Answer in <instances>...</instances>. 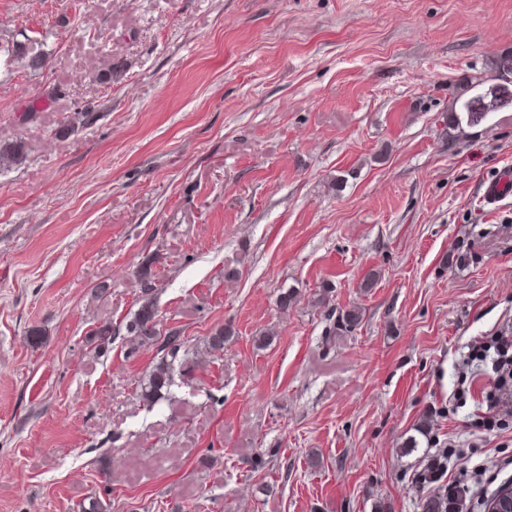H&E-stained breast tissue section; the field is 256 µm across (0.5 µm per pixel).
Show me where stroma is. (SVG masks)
<instances>
[{
    "label": "stroma",
    "mask_w": 512,
    "mask_h": 512,
    "mask_svg": "<svg viewBox=\"0 0 512 512\" xmlns=\"http://www.w3.org/2000/svg\"><path fill=\"white\" fill-rule=\"evenodd\" d=\"M24 35L44 68L7 54ZM510 54L512 0H0V512H417L399 447L429 410L483 495L512 480V411L476 442L456 396L512 327V197L481 202L512 111L441 134ZM146 261L198 360L152 407L157 351L125 340ZM326 286L356 332L328 336Z\"/></svg>",
    "instance_id": "1"
}]
</instances>
